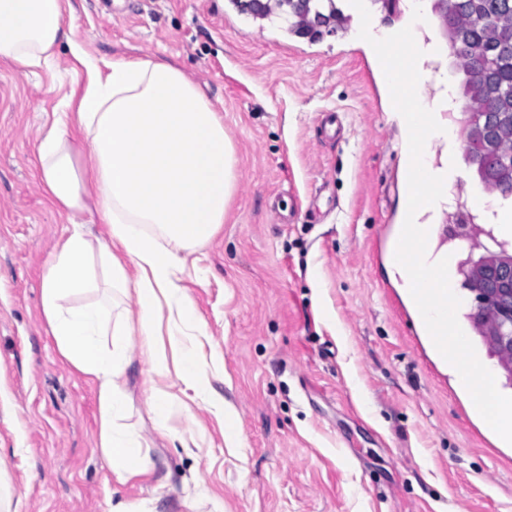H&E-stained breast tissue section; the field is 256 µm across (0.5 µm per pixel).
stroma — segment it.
Listing matches in <instances>:
<instances>
[{
	"instance_id": "35a3bbf8",
	"label": "stroma",
	"mask_w": 512,
	"mask_h": 512,
	"mask_svg": "<svg viewBox=\"0 0 512 512\" xmlns=\"http://www.w3.org/2000/svg\"><path fill=\"white\" fill-rule=\"evenodd\" d=\"M65 25L104 61L178 62L224 116L237 182L224 222L187 258L182 285L204 334L211 391L239 429L224 438L210 402L178 396L161 438L148 412L153 374L139 351L126 371L127 422L153 476L119 484L98 446L97 385L60 354L47 323L45 264L71 224L108 239L94 209L49 200L36 170L46 121L79 97L86 72L67 47L28 71L0 61V496L9 512H512V441L488 432L443 372L384 254L403 207L408 143L388 112L371 40L421 32L431 59L421 96L466 77L441 18L409 0L343 20L314 38L279 14L233 0H69ZM338 112L342 137L317 125ZM453 201L437 222L498 203L454 147Z\"/></svg>"
}]
</instances>
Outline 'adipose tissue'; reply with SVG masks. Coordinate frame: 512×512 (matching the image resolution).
<instances>
[{"label": "adipose tissue", "instance_id": "1", "mask_svg": "<svg viewBox=\"0 0 512 512\" xmlns=\"http://www.w3.org/2000/svg\"><path fill=\"white\" fill-rule=\"evenodd\" d=\"M63 44L88 74L76 116L90 163L76 166L74 143L59 115L39 139L40 179L51 202L65 211L94 204L110 239L93 243L86 225H73L47 262L42 304L61 355L98 382L99 446L116 481L125 484L154 470L124 423L131 338H138L142 356L160 377L151 386L148 411L161 435H174L173 395L162 376L175 373L196 397L206 394L195 341L201 329L180 276L188 254L223 224L238 160L223 115L179 65L154 56L100 68L74 28L64 26L62 0H0V58L38 68ZM437 85L433 98L420 100L436 120L415 146L413 164L442 188L409 214L412 223L426 228L428 241L415 257L387 262L388 276L412 303L421 292L415 268L448 264V247L441 244L434 219L452 200L454 175L447 165H436L432 145L453 146L456 132L442 117L454 106L447 76H438ZM95 252L108 286L134 292L136 326L113 318L105 303L67 305L68 297L92 286ZM163 333L169 336L165 347L159 340Z\"/></svg>", "mask_w": 512, "mask_h": 512}]
</instances>
